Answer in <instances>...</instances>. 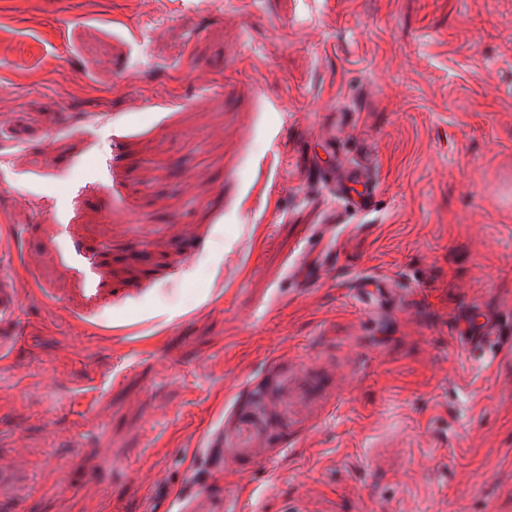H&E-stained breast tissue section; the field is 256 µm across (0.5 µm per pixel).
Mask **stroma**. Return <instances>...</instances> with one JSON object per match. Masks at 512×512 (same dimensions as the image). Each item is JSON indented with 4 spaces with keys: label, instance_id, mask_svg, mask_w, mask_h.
<instances>
[{
    "label": "stroma",
    "instance_id": "1",
    "mask_svg": "<svg viewBox=\"0 0 512 512\" xmlns=\"http://www.w3.org/2000/svg\"><path fill=\"white\" fill-rule=\"evenodd\" d=\"M0 34V512H512V0ZM321 174L328 183L330 190L344 198L354 209L364 211L374 206V192L366 187L365 177L362 173L358 174L352 171L351 176L346 178L332 167ZM356 183L363 186L362 191L354 190L353 185ZM496 331L488 318L484 317L477 323L465 341V349L477 351L486 346L489 336H495Z\"/></svg>",
    "mask_w": 512,
    "mask_h": 512
}]
</instances>
